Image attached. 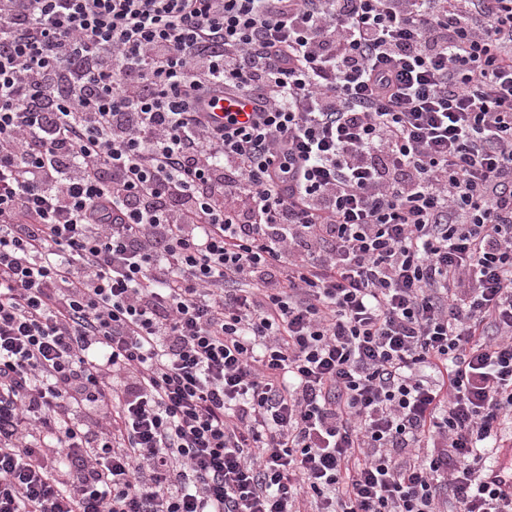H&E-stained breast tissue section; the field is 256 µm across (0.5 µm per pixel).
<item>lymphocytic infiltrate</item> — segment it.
Wrapping results in <instances>:
<instances>
[{
	"mask_svg": "<svg viewBox=\"0 0 512 512\" xmlns=\"http://www.w3.org/2000/svg\"><path fill=\"white\" fill-rule=\"evenodd\" d=\"M509 415L512 0H0V512H512ZM496 461L488 469L486 480L510 496L512 495V448H500Z\"/></svg>",
	"mask_w": 512,
	"mask_h": 512,
	"instance_id": "f902f5d3",
	"label": "lymphocytic infiltrate"
}]
</instances>
